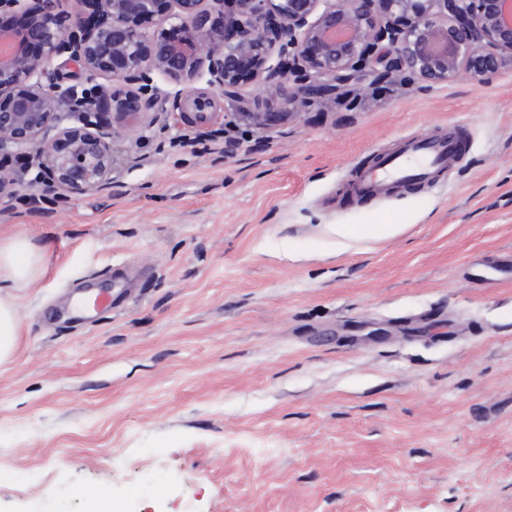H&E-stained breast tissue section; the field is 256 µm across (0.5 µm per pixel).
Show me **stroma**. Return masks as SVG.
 <instances>
[{"label":"stroma","instance_id":"35a3bbf8","mask_svg":"<svg viewBox=\"0 0 512 512\" xmlns=\"http://www.w3.org/2000/svg\"><path fill=\"white\" fill-rule=\"evenodd\" d=\"M221 107L186 144L114 119L112 188L0 206L42 254L0 365V512H512V68L267 131ZM459 124L434 181L349 198Z\"/></svg>","mask_w":512,"mask_h":512}]
</instances>
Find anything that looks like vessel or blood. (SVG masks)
<instances>
[{
    "instance_id": "1",
    "label": "vessel or blood",
    "mask_w": 512,
    "mask_h": 512,
    "mask_svg": "<svg viewBox=\"0 0 512 512\" xmlns=\"http://www.w3.org/2000/svg\"><path fill=\"white\" fill-rule=\"evenodd\" d=\"M464 146L463 130L440 136L407 137L399 147L383 154L377 164L356 170L351 182L352 197H375L388 188L426 182L459 161Z\"/></svg>"
}]
</instances>
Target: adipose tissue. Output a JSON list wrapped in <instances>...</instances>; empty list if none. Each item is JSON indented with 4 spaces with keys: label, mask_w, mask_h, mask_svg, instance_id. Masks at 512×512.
Here are the masks:
<instances>
[{
    "label": "adipose tissue",
    "mask_w": 512,
    "mask_h": 512,
    "mask_svg": "<svg viewBox=\"0 0 512 512\" xmlns=\"http://www.w3.org/2000/svg\"><path fill=\"white\" fill-rule=\"evenodd\" d=\"M40 257L27 238H0V363L12 357L19 336V314L13 291L29 282Z\"/></svg>",
    "instance_id": "ef3b65f1"
}]
</instances>
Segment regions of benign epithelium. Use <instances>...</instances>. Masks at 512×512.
<instances>
[{
    "instance_id": "1",
    "label": "benign epithelium",
    "mask_w": 512,
    "mask_h": 512,
    "mask_svg": "<svg viewBox=\"0 0 512 512\" xmlns=\"http://www.w3.org/2000/svg\"><path fill=\"white\" fill-rule=\"evenodd\" d=\"M4 17L25 22L0 24V158L32 157L33 176L0 166V199L23 187L109 188L107 114L136 121L153 110L155 73L182 86L173 105L200 123L224 97L269 129L366 80L402 71L427 83L482 80L512 65V0H0ZM247 74L259 86L252 97L241 93ZM203 75L207 87L192 86ZM270 100L286 111H257Z\"/></svg>"
}]
</instances>
